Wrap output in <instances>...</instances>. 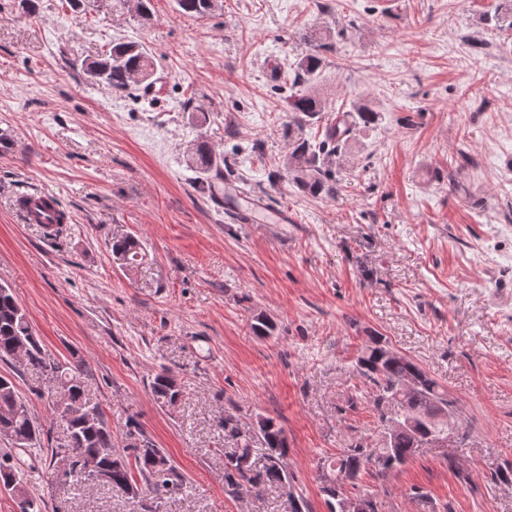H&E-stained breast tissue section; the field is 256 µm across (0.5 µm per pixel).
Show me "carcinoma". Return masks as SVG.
<instances>
[{"mask_svg":"<svg viewBox=\"0 0 512 512\" xmlns=\"http://www.w3.org/2000/svg\"><path fill=\"white\" fill-rule=\"evenodd\" d=\"M176 9L185 15L206 17L217 8V0H174ZM300 40L310 46L309 52L297 63L289 86L288 111L297 124L311 120L326 111V103L310 88L313 77L322 68V49L328 43L315 32L300 34ZM81 69L91 80L110 92L131 94L136 91L149 96L156 90L155 63L146 48L135 41H114L102 58L83 60ZM354 124L332 118L324 127L323 138L313 144L309 140L291 137L286 163L287 174L304 192L314 196L334 198L340 187L332 175L336 160L352 138ZM189 162L199 173L202 182L224 179V170L230 169L223 156L214 152L209 143L199 139L192 144ZM112 254L128 268L141 264L145 252L139 241L125 235L112 238ZM25 348L26 365L47 383V391L39 396L49 398L59 394L68 404L85 408L90 417L83 415L65 418L54 410L65 426L64 441L58 447L70 452L76 462L93 461L110 471L107 481L96 484L127 493L128 485L146 486L156 495L171 493V478L183 483L166 453L150 440L145 447L135 448L134 459L138 474H133L127 456L116 450L112 430L103 411L97 406L83 403L85 394L82 363L61 364L51 359L40 339L34 334L28 313L10 289L0 285V361L13 359L15 351ZM357 366L370 385L369 402L383 423L384 439L371 446L355 441L334 457L321 462L322 492L326 496L328 512H342V498L346 485H356L365 474L376 472L384 476L406 465L414 456L417 445L415 432L422 441H436L444 434L450 417L431 412L435 405L449 407L448 395L437 380L409 357L397 353L381 336H370L357 358ZM413 377L419 389L412 395L400 389L402 380ZM154 399L162 405H172L180 390L167 373L157 374L151 382ZM41 427L34 421L28 404L18 394L13 380L0 375V432L9 437L19 449L32 448L40 436ZM258 438L266 453L264 462L253 458L251 439ZM224 440L230 447L224 449V484L232 494L260 484L284 486L288 473L284 459L288 455V439L283 427L273 417H259L253 431H242L240 419L234 414L224 415ZM0 489L15 494L19 512H41L40 502L27 490L22 471L0 458Z\"/></svg>","mask_w":512,"mask_h":512,"instance_id":"1","label":"carcinoma"}]
</instances>
